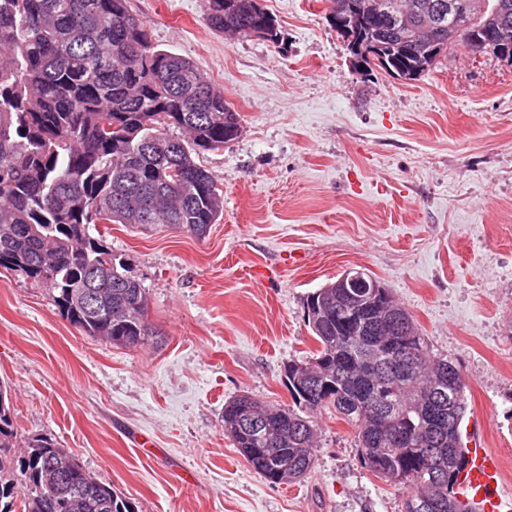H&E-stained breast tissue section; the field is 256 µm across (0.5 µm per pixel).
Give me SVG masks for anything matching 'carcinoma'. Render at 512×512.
<instances>
[{"label": "carcinoma", "mask_w": 512, "mask_h": 512, "mask_svg": "<svg viewBox=\"0 0 512 512\" xmlns=\"http://www.w3.org/2000/svg\"><path fill=\"white\" fill-rule=\"evenodd\" d=\"M446 15L441 50L431 57L413 30L376 19L362 37L380 44L374 66L408 79L429 70L463 33L489 16L512 30V0H466ZM236 36L255 30L278 40L276 20L258 0H204V21ZM240 115L190 59L158 48L129 0H0V267L48 291L83 333L136 348L157 335L145 318V292L101 237L98 224L142 230L173 227L202 240L224 211V195L199 157L236 139ZM370 299L361 288L330 284L308 296L313 355L288 364L299 410L240 395L224 405V434L265 480L295 481L314 465L309 414L333 408L356 430L361 463L375 477L408 485L403 512H477L454 487L466 459L467 410L460 367L434 352L413 316L386 293L384 312L408 332L413 358L377 382L363 371L378 349L360 324ZM271 430L243 429L241 405ZM7 386L0 385V512H135L86 468L61 476L52 440L14 447ZM288 465V477L277 471Z\"/></svg>", "instance_id": "cac0c4a2"}]
</instances>
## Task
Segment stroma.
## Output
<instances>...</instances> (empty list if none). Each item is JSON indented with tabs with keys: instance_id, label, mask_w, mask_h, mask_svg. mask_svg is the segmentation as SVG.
I'll list each match as a JSON object with an SVG mask.
<instances>
[{
	"instance_id": "stroma-1",
	"label": "stroma",
	"mask_w": 512,
	"mask_h": 512,
	"mask_svg": "<svg viewBox=\"0 0 512 512\" xmlns=\"http://www.w3.org/2000/svg\"><path fill=\"white\" fill-rule=\"evenodd\" d=\"M261 3L278 41L211 31L203 0H130L240 115L239 137L200 158L224 213L202 241L101 225L146 292L158 336L139 348L86 336L0 268L15 445L52 439L137 512H403L405 488L363 467L334 410L312 414L315 463L289 483L224 434L237 395L292 405L286 368L317 348L308 295L362 268L460 366L463 440L501 458L512 497V62L459 45L401 80L355 66L323 0Z\"/></svg>"
}]
</instances>
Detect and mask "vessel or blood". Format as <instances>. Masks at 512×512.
<instances>
[{
    "label": "vessel or blood",
    "mask_w": 512,
    "mask_h": 512,
    "mask_svg": "<svg viewBox=\"0 0 512 512\" xmlns=\"http://www.w3.org/2000/svg\"><path fill=\"white\" fill-rule=\"evenodd\" d=\"M501 476L499 458L481 445H473L458 475L456 493L477 502L482 512H512V498L502 499L498 493Z\"/></svg>",
    "instance_id": "1"
}]
</instances>
